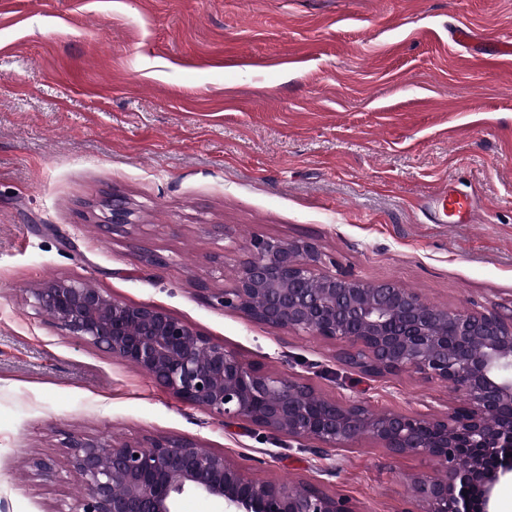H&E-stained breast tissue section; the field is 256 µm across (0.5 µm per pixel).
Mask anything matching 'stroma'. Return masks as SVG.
Masks as SVG:
<instances>
[{"mask_svg":"<svg viewBox=\"0 0 512 512\" xmlns=\"http://www.w3.org/2000/svg\"><path fill=\"white\" fill-rule=\"evenodd\" d=\"M458 26L494 44L512 0H0V512H69L82 487L31 461L63 459L73 431L188 441L357 512H416L408 479L432 462L224 423L73 339L30 291L87 281L323 397L446 415L447 384L361 373L344 343L198 284L232 287L254 238L307 240L366 283L511 308L512 65L474 62ZM456 189L476 196L473 223H439L434 199ZM115 196L125 233L102 228Z\"/></svg>","mask_w":512,"mask_h":512,"instance_id":"1","label":"stroma"}]
</instances>
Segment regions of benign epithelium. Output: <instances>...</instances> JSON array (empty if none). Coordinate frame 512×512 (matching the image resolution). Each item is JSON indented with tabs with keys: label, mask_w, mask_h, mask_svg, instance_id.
I'll use <instances>...</instances> for the list:
<instances>
[{
	"label": "benign epithelium",
	"mask_w": 512,
	"mask_h": 512,
	"mask_svg": "<svg viewBox=\"0 0 512 512\" xmlns=\"http://www.w3.org/2000/svg\"><path fill=\"white\" fill-rule=\"evenodd\" d=\"M108 225L131 224L112 199ZM309 241L257 237L239 263L226 308L270 327L345 340L363 373L413 372L448 384L463 404L444 418L371 412L319 396L301 379L273 375L149 304L115 299L88 282L54 281L31 291L35 306L75 339L139 368L190 406L246 421L298 441L340 449L364 437L395 456L418 455L437 474L416 476L419 512H491L497 486L512 479V313L452 311L386 281L367 284L321 271ZM66 473L84 487L70 512H178L182 496L214 500L222 512H355L319 486L245 477L224 456L194 443L155 437L105 445L72 433Z\"/></svg>",
	"instance_id": "benign-epithelium-1"
}]
</instances>
